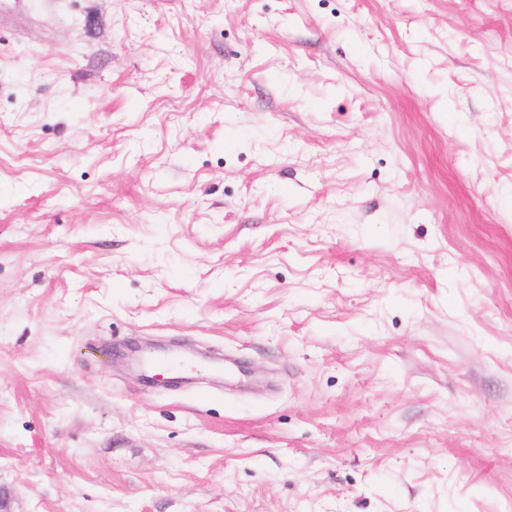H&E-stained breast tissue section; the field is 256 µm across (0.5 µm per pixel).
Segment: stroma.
<instances>
[{
    "label": "stroma",
    "mask_w": 512,
    "mask_h": 512,
    "mask_svg": "<svg viewBox=\"0 0 512 512\" xmlns=\"http://www.w3.org/2000/svg\"><path fill=\"white\" fill-rule=\"evenodd\" d=\"M0 487L512 512V0H0Z\"/></svg>",
    "instance_id": "35a3bbf8"
}]
</instances>
